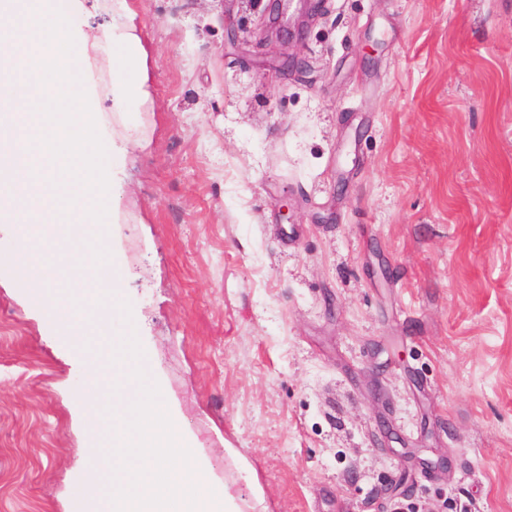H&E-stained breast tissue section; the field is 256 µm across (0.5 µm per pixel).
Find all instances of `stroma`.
Instances as JSON below:
<instances>
[{
	"mask_svg": "<svg viewBox=\"0 0 512 512\" xmlns=\"http://www.w3.org/2000/svg\"><path fill=\"white\" fill-rule=\"evenodd\" d=\"M109 3L76 0V38ZM126 3L146 101L112 111L107 55L88 75L107 250L34 253L74 343L12 261L56 203L0 223V512H74L111 462L79 387L112 371L122 300L229 512H512V0H325L289 46L271 0ZM388 427L448 469L411 468Z\"/></svg>",
	"mask_w": 512,
	"mask_h": 512,
	"instance_id": "35a3bbf8",
	"label": "stroma"
}]
</instances>
